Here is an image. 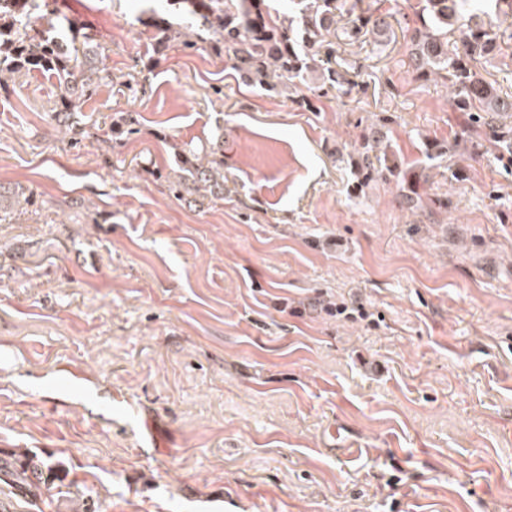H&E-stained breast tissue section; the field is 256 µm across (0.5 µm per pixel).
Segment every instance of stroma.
I'll return each mask as SVG.
<instances>
[{
  "label": "stroma",
  "mask_w": 512,
  "mask_h": 512,
  "mask_svg": "<svg viewBox=\"0 0 512 512\" xmlns=\"http://www.w3.org/2000/svg\"><path fill=\"white\" fill-rule=\"evenodd\" d=\"M338 20L363 88L307 112L214 55L155 59L144 0H56L111 79L75 141L54 79L0 87V455L64 463L59 512H512V170L442 84L412 77L401 8ZM378 130L424 185L359 190ZM224 136V199L175 195V147Z\"/></svg>",
  "instance_id": "1"
}]
</instances>
